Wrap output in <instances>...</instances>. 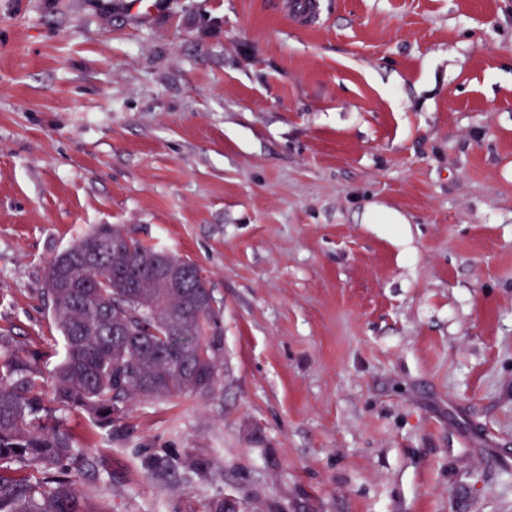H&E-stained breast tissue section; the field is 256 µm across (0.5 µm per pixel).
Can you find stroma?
Masks as SVG:
<instances>
[{"mask_svg": "<svg viewBox=\"0 0 512 512\" xmlns=\"http://www.w3.org/2000/svg\"><path fill=\"white\" fill-rule=\"evenodd\" d=\"M317 7L0 0L7 350L100 224L222 311L213 392L64 412L108 512H512V0Z\"/></svg>", "mask_w": 512, "mask_h": 512, "instance_id": "1", "label": "stroma"}]
</instances>
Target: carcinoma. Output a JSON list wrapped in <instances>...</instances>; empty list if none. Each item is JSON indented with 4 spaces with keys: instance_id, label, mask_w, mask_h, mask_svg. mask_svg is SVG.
<instances>
[{
    "instance_id": "carcinoma-1",
    "label": "carcinoma",
    "mask_w": 512,
    "mask_h": 512,
    "mask_svg": "<svg viewBox=\"0 0 512 512\" xmlns=\"http://www.w3.org/2000/svg\"><path fill=\"white\" fill-rule=\"evenodd\" d=\"M163 264L195 266L120 224L99 225L50 261L46 294L66 355L48 381L28 361L0 355V512H89L77 486L97 474V459L74 446L60 413L106 420L129 397L204 395L221 382L212 289L205 279L162 287ZM47 386L53 409L43 403Z\"/></svg>"
}]
</instances>
